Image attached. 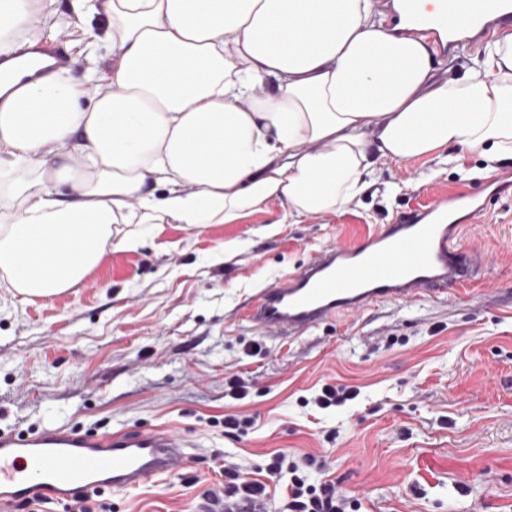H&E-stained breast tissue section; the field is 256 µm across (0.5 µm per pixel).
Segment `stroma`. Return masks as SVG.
Returning a JSON list of instances; mask_svg holds the SVG:
<instances>
[{
	"label": "stroma",
	"mask_w": 512,
	"mask_h": 512,
	"mask_svg": "<svg viewBox=\"0 0 512 512\" xmlns=\"http://www.w3.org/2000/svg\"><path fill=\"white\" fill-rule=\"evenodd\" d=\"M50 25L66 45L74 26L105 21L55 0L31 22ZM497 176L512 177V160H382L344 212L283 224L275 203L236 224H168L63 294L0 288V430L168 428L197 445L180 472L108 492L112 512H205L223 456L278 450L327 456L362 512H512V186L491 191ZM463 189L485 203L460 224L484 270L451 300L381 303L295 334L243 318L324 246ZM235 374L254 383L246 399L229 393ZM327 383L360 394L318 409ZM228 414L254 417L248 434H226Z\"/></svg>",
	"instance_id": "1"
}]
</instances>
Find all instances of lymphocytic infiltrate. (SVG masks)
I'll return each instance as SVG.
<instances>
[{
  "mask_svg": "<svg viewBox=\"0 0 512 512\" xmlns=\"http://www.w3.org/2000/svg\"><path fill=\"white\" fill-rule=\"evenodd\" d=\"M329 471L324 456L310 453L297 461L279 451L251 467L228 460L222 489L207 490L205 496L215 512H360L361 502L340 490ZM268 476L285 481V496L271 497L264 482Z\"/></svg>",
  "mask_w": 512,
  "mask_h": 512,
  "instance_id": "obj_1",
  "label": "lymphocytic infiltrate"
}]
</instances>
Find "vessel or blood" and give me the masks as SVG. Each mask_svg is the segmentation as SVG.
I'll return each instance as SVG.
<instances>
[{
    "instance_id": "obj_1",
    "label": "vessel or blood",
    "mask_w": 512,
    "mask_h": 512,
    "mask_svg": "<svg viewBox=\"0 0 512 512\" xmlns=\"http://www.w3.org/2000/svg\"><path fill=\"white\" fill-rule=\"evenodd\" d=\"M425 31L435 52L458 43L479 48L497 29L512 25V0H488L484 12L451 28L445 23L456 0H438ZM470 193L437 200L401 216L357 245H330L299 266L284 283L260 289L244 315L267 329L301 331L369 306L436 299L440 287L468 280L480 262L448 223L449 203L466 204ZM190 446L167 429L100 433L49 427L37 432L0 431V512L46 496L64 503L98 489L127 490L183 469Z\"/></svg>"
}]
</instances>
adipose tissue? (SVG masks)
<instances>
[{"mask_svg": "<svg viewBox=\"0 0 512 512\" xmlns=\"http://www.w3.org/2000/svg\"><path fill=\"white\" fill-rule=\"evenodd\" d=\"M48 0H0V55ZM112 68L0 80V287L79 286L168 224L280 221L346 209L379 160L449 150L512 159V33L476 68L433 79L426 37L373 0H81Z\"/></svg>", "mask_w": 512, "mask_h": 512, "instance_id": "ef3b65f1", "label": "adipose tissue"}]
</instances>
